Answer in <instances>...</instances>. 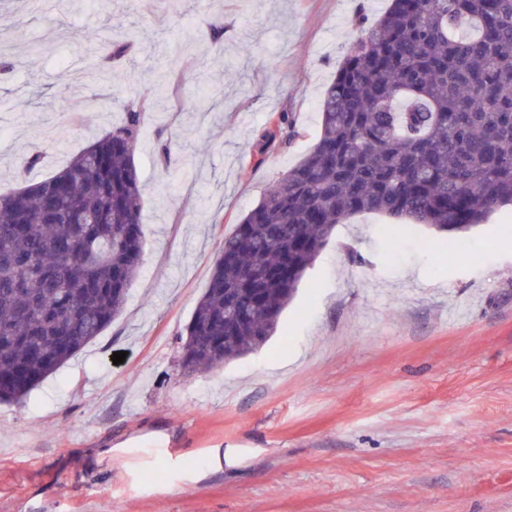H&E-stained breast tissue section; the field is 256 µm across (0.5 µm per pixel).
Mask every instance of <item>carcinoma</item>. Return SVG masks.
Masks as SVG:
<instances>
[{"mask_svg":"<svg viewBox=\"0 0 512 512\" xmlns=\"http://www.w3.org/2000/svg\"><path fill=\"white\" fill-rule=\"evenodd\" d=\"M356 34L304 157L224 236L183 364L258 350L337 225L387 217L448 246L512 205V0H390ZM75 38L115 60L129 44ZM23 193H0V403L30 392L119 315L146 245L135 152L145 105Z\"/></svg>","mask_w":512,"mask_h":512,"instance_id":"1","label":"carcinoma"}]
</instances>
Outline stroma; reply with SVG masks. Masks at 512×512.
Listing matches in <instances>:
<instances>
[{"label":"stroma","instance_id":"stroma-1","mask_svg":"<svg viewBox=\"0 0 512 512\" xmlns=\"http://www.w3.org/2000/svg\"><path fill=\"white\" fill-rule=\"evenodd\" d=\"M389 0H0V188L44 179L145 100L146 248L123 313L0 405V512H512V207L470 254L337 225L275 335L180 366L224 237L318 134L352 34ZM130 43L92 72L78 31ZM113 100L111 111L102 104ZM290 113L294 136L277 133ZM42 162L24 170L26 157ZM127 357L113 364V353Z\"/></svg>","mask_w":512,"mask_h":512}]
</instances>
